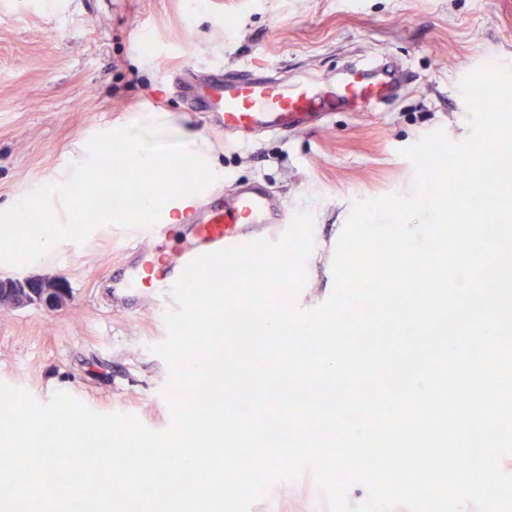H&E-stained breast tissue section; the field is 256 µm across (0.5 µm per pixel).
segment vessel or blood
<instances>
[{
    "mask_svg": "<svg viewBox=\"0 0 512 512\" xmlns=\"http://www.w3.org/2000/svg\"><path fill=\"white\" fill-rule=\"evenodd\" d=\"M396 75L380 65L354 68L330 82L283 81L261 70L217 75L204 90H196L183 75L173 85L195 112H216L225 135L247 137L265 133L287 135L313 124L339 107L352 109L381 105L393 94ZM155 226L144 229L146 238H159L170 213L184 214L195 226V240L180 257L179 266L156 286L161 299H169L183 267L198 255L251 241V229L260 237L278 239L289 227L283 201L260 184L237 189L232 198L207 191L168 202Z\"/></svg>",
    "mask_w": 512,
    "mask_h": 512,
    "instance_id": "vessel-or-blood-1",
    "label": "vessel or blood"
}]
</instances>
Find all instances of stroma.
Listing matches in <instances>:
<instances>
[{
	"mask_svg": "<svg viewBox=\"0 0 512 512\" xmlns=\"http://www.w3.org/2000/svg\"><path fill=\"white\" fill-rule=\"evenodd\" d=\"M386 62L401 86L389 103L329 113L288 137L228 143L192 112L165 77L213 66L272 67L285 79L335 80L353 65ZM512 64V0H10L0 6V211L66 180L91 135L156 121L191 133L215 188L260 182L289 214L313 216L316 265L298 298L310 310L330 296L338 239L354 201L407 193L416 176L401 149L443 130L469 131L463 79L481 65ZM130 230L108 224L39 261L0 263L1 277L61 282L69 299L0 304V383L40 404L65 391L100 413L166 429L168 366L148 347L166 337V308L149 290L131 295ZM251 512H326L316 480L272 486Z\"/></svg>",
	"mask_w": 512,
	"mask_h": 512,
	"instance_id": "obj_1",
	"label": "stroma"
}]
</instances>
